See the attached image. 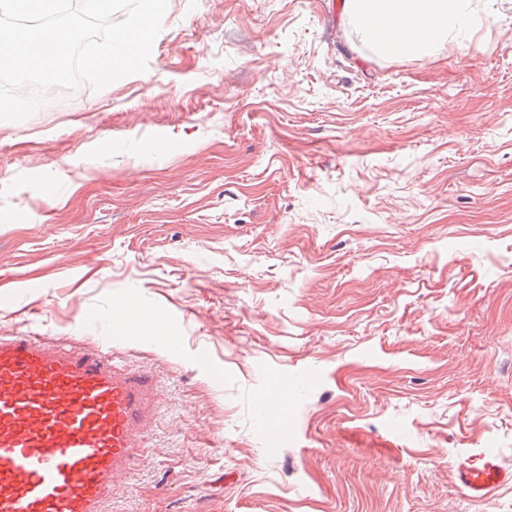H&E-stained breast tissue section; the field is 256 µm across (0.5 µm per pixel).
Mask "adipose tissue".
I'll return each mask as SVG.
<instances>
[{
	"instance_id": "1",
	"label": "adipose tissue",
	"mask_w": 512,
	"mask_h": 512,
	"mask_svg": "<svg viewBox=\"0 0 512 512\" xmlns=\"http://www.w3.org/2000/svg\"><path fill=\"white\" fill-rule=\"evenodd\" d=\"M343 15L363 41L381 51L426 56L476 21L472 0H344Z\"/></svg>"
}]
</instances>
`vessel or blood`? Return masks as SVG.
<instances>
[{
	"label": "vessel or blood",
	"instance_id": "b4317fda",
	"mask_svg": "<svg viewBox=\"0 0 512 512\" xmlns=\"http://www.w3.org/2000/svg\"><path fill=\"white\" fill-rule=\"evenodd\" d=\"M111 342L0 335V512H103L115 477L140 455L136 435L158 403L153 377L118 366ZM257 409L278 415L265 436L267 453H277L289 438L288 404ZM452 473L475 501L512 484V468L489 453L458 458Z\"/></svg>",
	"mask_w": 512,
	"mask_h": 512
}]
</instances>
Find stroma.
<instances>
[{
  "mask_svg": "<svg viewBox=\"0 0 512 512\" xmlns=\"http://www.w3.org/2000/svg\"><path fill=\"white\" fill-rule=\"evenodd\" d=\"M342 2L169 0L146 72L0 120V335L160 317L112 345L160 402L104 512H512L451 472L512 467V0L429 56ZM290 384L279 383L281 399L278 401L261 402L255 408L265 416L271 411L278 415V421L275 426L268 428L265 436V450L268 454H276L280 448H284L288 443V429L290 427V416L288 414V387ZM452 473L458 489L474 501H484L503 483L512 484V468H504L489 453L458 458Z\"/></svg>",
  "mask_w": 512,
  "mask_h": 512,
  "instance_id": "obj_1",
  "label": "stroma"
}]
</instances>
